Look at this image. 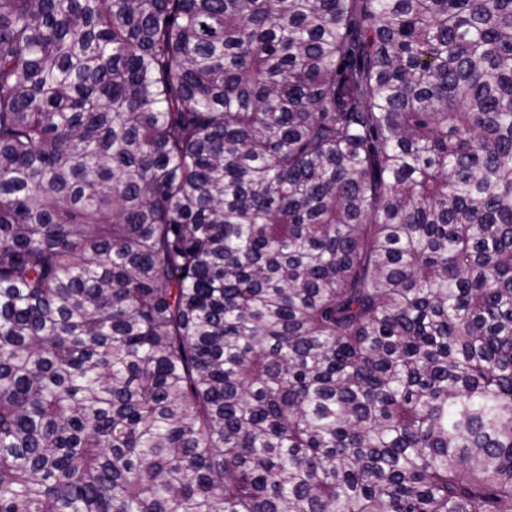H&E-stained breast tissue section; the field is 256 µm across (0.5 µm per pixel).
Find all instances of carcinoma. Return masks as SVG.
Listing matches in <instances>:
<instances>
[{
  "label": "carcinoma",
  "mask_w": 512,
  "mask_h": 512,
  "mask_svg": "<svg viewBox=\"0 0 512 512\" xmlns=\"http://www.w3.org/2000/svg\"><path fill=\"white\" fill-rule=\"evenodd\" d=\"M0 512H512V0H0Z\"/></svg>",
  "instance_id": "obj_1"
}]
</instances>
